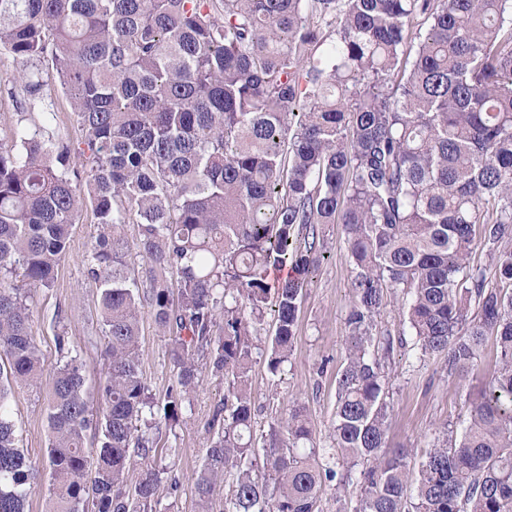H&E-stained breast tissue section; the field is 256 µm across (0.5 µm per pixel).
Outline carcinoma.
Listing matches in <instances>:
<instances>
[{"instance_id": "obj_1", "label": "carcinoma", "mask_w": 512, "mask_h": 512, "mask_svg": "<svg viewBox=\"0 0 512 512\" xmlns=\"http://www.w3.org/2000/svg\"><path fill=\"white\" fill-rule=\"evenodd\" d=\"M0 48L25 65L20 109L42 103L48 59L82 132L75 143L18 124L0 143V512H25L40 477L10 409L12 388L43 372L24 287H52L88 207L109 366L91 398L56 335L45 512L158 504L145 303L176 369L166 428L200 360L227 384L198 512L228 475L224 512H315L326 483L349 512H512V0H0ZM327 224L342 225L353 277L333 447L318 448L295 399L256 435L251 372L290 361ZM391 300L398 339L378 328ZM406 335L450 376L469 374L489 338L497 357L460 434L443 428L415 467L411 450L386 449L387 369ZM133 454L143 467L127 493Z\"/></svg>"}]
</instances>
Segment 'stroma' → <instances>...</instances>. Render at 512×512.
<instances>
[{
    "label": "stroma",
    "mask_w": 512,
    "mask_h": 512,
    "mask_svg": "<svg viewBox=\"0 0 512 512\" xmlns=\"http://www.w3.org/2000/svg\"><path fill=\"white\" fill-rule=\"evenodd\" d=\"M22 65L7 50H0V140L9 138L18 122L20 86L14 78ZM48 82L43 106L29 115V122L54 136L76 141L81 133L70 112L67 96L52 81L51 67H44ZM99 228L92 210H84L72 228L68 254L57 270L54 285L34 291L33 332L43 357V374L31 383L14 387L10 400L22 446L37 465L46 461L47 421L45 403L52 375L62 360L55 343L65 333L77 349L90 386L103 382L108 361L105 340L97 318L98 296L86 276L85 256ZM324 258L303 292L290 364L281 377H273L265 363L252 371V391L261 429L280 419L289 397H296L309 412L318 447L332 445L331 424L336 404V373L344 357L345 323L350 302L352 265L341 225L324 229ZM140 363L150 393L163 401L175 381L167 337L158 333L150 314L141 318ZM496 365L494 344H487L466 379L447 376L436 361L410 363L395 352L389 370L390 402L388 443L393 448L422 452L427 441L446 425H460L470 411L468 393L490 380ZM203 381L192 397L190 409L175 431L163 434L156 464L161 473L157 512H197L194 477L204 462L213 432L212 415L224 402V380L203 370ZM178 478L177 492H170L171 478Z\"/></svg>",
    "instance_id": "1"
}]
</instances>
